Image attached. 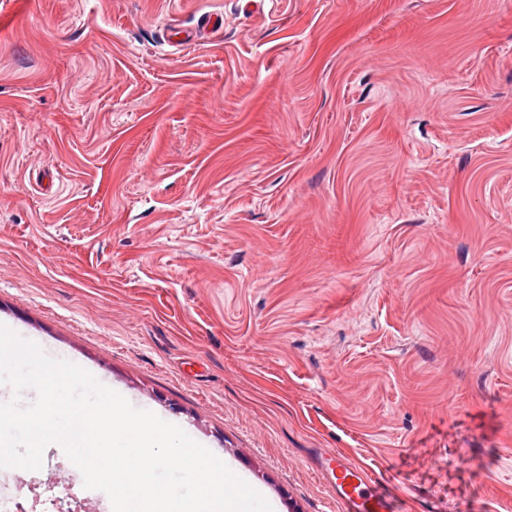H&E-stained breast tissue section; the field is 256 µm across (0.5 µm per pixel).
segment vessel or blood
Returning <instances> with one entry per match:
<instances>
[{
    "label": "vessel or blood",
    "instance_id": "vessel-or-blood-1",
    "mask_svg": "<svg viewBox=\"0 0 512 512\" xmlns=\"http://www.w3.org/2000/svg\"><path fill=\"white\" fill-rule=\"evenodd\" d=\"M321 472L327 475L345 512H394L391 499L372 490L367 474L344 456H337L333 465L322 467Z\"/></svg>",
    "mask_w": 512,
    "mask_h": 512
}]
</instances>
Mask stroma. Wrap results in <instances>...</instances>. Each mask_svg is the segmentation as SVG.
I'll return each mask as SVG.
<instances>
[{
  "instance_id": "obj_1",
  "label": "stroma",
  "mask_w": 512,
  "mask_h": 512,
  "mask_svg": "<svg viewBox=\"0 0 512 512\" xmlns=\"http://www.w3.org/2000/svg\"><path fill=\"white\" fill-rule=\"evenodd\" d=\"M0 323L272 512H512V0H0ZM319 470L327 475L336 499L345 505L346 512H394L390 498L369 488L367 474L336 453L334 465L319 463Z\"/></svg>"
}]
</instances>
